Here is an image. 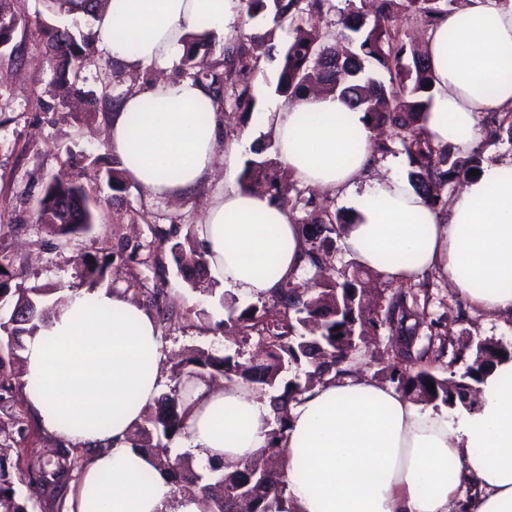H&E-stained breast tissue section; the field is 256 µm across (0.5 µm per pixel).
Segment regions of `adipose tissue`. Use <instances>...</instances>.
I'll return each mask as SVG.
<instances>
[{"instance_id": "adipose-tissue-1", "label": "adipose tissue", "mask_w": 512, "mask_h": 512, "mask_svg": "<svg viewBox=\"0 0 512 512\" xmlns=\"http://www.w3.org/2000/svg\"><path fill=\"white\" fill-rule=\"evenodd\" d=\"M240 0H105L91 32L112 61L169 67L188 39L220 35ZM434 81L422 120L434 142L470 150L478 117L512 109V0H467L428 36ZM289 173L343 194L351 222L340 244L384 279H447L482 311L512 317V167L490 160L468 177L446 211L424 205L396 175L369 176L375 133L336 95L304 94L267 113ZM210 94L190 79H159L126 95L105 137L129 181L147 194L181 199L217 162L235 171L239 147L222 145ZM303 225L259 192L224 186L196 228L207 268L236 297H270L300 271ZM24 397L56 439L94 448L73 487L70 512H211L180 492L133 445L158 395L164 340L154 318L109 288L67 290L48 325L25 337ZM480 404L426 406L394 386L353 372L291 403L284 446L283 512H512V361L480 385ZM186 452L234 463L264 448L265 398L232 379L192 392Z\"/></svg>"}]
</instances>
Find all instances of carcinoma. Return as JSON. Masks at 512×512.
Returning a JSON list of instances; mask_svg holds the SVG:
<instances>
[{
	"label": "carcinoma",
	"instance_id": "carcinoma-1",
	"mask_svg": "<svg viewBox=\"0 0 512 512\" xmlns=\"http://www.w3.org/2000/svg\"><path fill=\"white\" fill-rule=\"evenodd\" d=\"M20 0H0V41L11 43L17 28ZM247 21L263 19L278 28L288 25L290 39L278 51L276 93L290 101L304 91L320 87L336 93L352 110L365 113L371 127L388 125L414 167L416 192L433 210L448 207L445 189L456 179L470 176V170L481 168V152L475 148L464 151L452 144H435L423 132L420 124L427 111L429 85L433 75L425 52L412 54L405 62L406 46L398 22L406 21L434 29L456 9L458 0H371L373 19L348 0L343 25L353 35L326 38L310 23L315 15L334 8L332 0H241ZM46 49L53 67V83L62 96L76 95L85 100L89 111L97 112L112 105L106 95L85 91L77 84L80 71L92 60L85 54V37L68 26L46 24L42 27ZM208 34L195 35L188 41L181 57V69L186 77L205 86L216 103H228L236 109L253 111L251 75L260 59L271 55L265 47V35L251 34L248 44L226 46L222 58L208 59ZM369 58L390 74L389 84L362 79V59ZM512 139V122H499L484 132L483 145L500 139L501 132ZM107 183L115 191L128 184L124 161L112 157V166L105 171ZM264 183L271 201L288 211L303 205L310 208L307 217L297 220L317 225V231L305 234L306 249L302 254L303 269L313 273L314 293H296L291 283H285L271 296L272 305L257 315V310H238L231 306L224 320V332L245 340L257 334L268 345L265 359L241 362L234 356H216L201 351L180 363L179 375L169 392L156 399L146 414L144 424L134 433V446L156 455L158 466L169 472L174 483L192 482L211 504L212 512H280L288 485L284 479L280 458L282 443L288 428V405L296 402L314 382L345 371L355 355L362 352L359 336L375 334L383 328L405 339V365H388L386 378L396 388L415 401L450 409L461 404L473 409L479 402L478 384L494 365L512 359V343L481 339L470 353L456 352L452 363L463 372L450 371L440 377L431 371L430 348L416 349L422 325L415 294L398 291L393 294L383 312L367 313L362 307L364 277L369 272L355 266L350 274L334 282L317 280L322 265L337 248L336 225L349 224L351 218L328 208H313V197H303L294 186L288 169L271 160L251 161L245 167L240 186L248 190L254 183ZM97 200L74 181L52 179L45 185L32 219L46 227L54 236L80 234L95 223ZM164 243H170L175 262L185 251L197 252L193 237L184 238L168 232L160 233ZM108 263L81 257L75 262L76 282L70 288H93L107 272ZM7 268L0 269V298L11 297L14 307L9 317H0V376L23 362V337L36 333L48 320L43 298L56 292L54 288L33 284L9 288ZM218 375L231 380L239 378L256 390L270 389L273 426L262 454L267 456V471H251L252 461L242 460L230 470L221 471L208 464L207 473L197 471L194 459L186 454L175 457L160 452L153 437L169 441L185 430L188 384L194 379ZM434 383L431 390L426 382ZM76 444H57L56 460L30 457L28 476L60 486L69 481L74 467ZM12 446L0 442V512H28L25 504L15 499L14 476L7 458Z\"/></svg>",
	"mask_w": 512,
	"mask_h": 512
}]
</instances>
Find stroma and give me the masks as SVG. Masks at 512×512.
<instances>
[{
    "label": "stroma",
    "mask_w": 512,
    "mask_h": 512,
    "mask_svg": "<svg viewBox=\"0 0 512 512\" xmlns=\"http://www.w3.org/2000/svg\"><path fill=\"white\" fill-rule=\"evenodd\" d=\"M48 20L42 0H25L12 46L0 50V257L5 260L10 287L53 286L71 280L72 263L78 255L100 256L141 245L157 255V264L115 261L102 284L126 291L145 308L158 288L162 291L160 306L177 309V316L157 321L167 342L161 392H168L172 367L181 354L205 349L250 359L256 340L236 342L225 334L222 323L229 306L260 309L263 300L234 297L212 277L206 278L204 290L194 289L174 263L168 245L156 235L157 230L172 228L184 234L201 223L210 199L223 185L224 166H217L210 181L198 191L175 202L149 197L134 184L121 192L112 190L101 177L112 159L104 138L108 113L68 107L54 92L41 34ZM86 53L92 64L81 71L79 85L111 97L131 91L156 73L152 66L129 70L91 45ZM276 80V62L261 58L252 77L253 111L244 116L232 107L223 109L222 141L239 145V164L259 155H276L262 121L264 113L277 111L284 104L275 92ZM73 154L84 157L74 167L67 163ZM61 174L99 200L93 228L71 238L50 235L30 218L45 183ZM428 284L424 320L447 325L454 347L485 338L512 342L511 318L481 312L437 275H430ZM0 434L15 440L26 457L46 454L56 446L19 391L10 403L0 406ZM15 490L17 499L33 512H67V488L33 487L24 477L16 481Z\"/></svg>",
    "instance_id": "35a3bbf8"
}]
</instances>
